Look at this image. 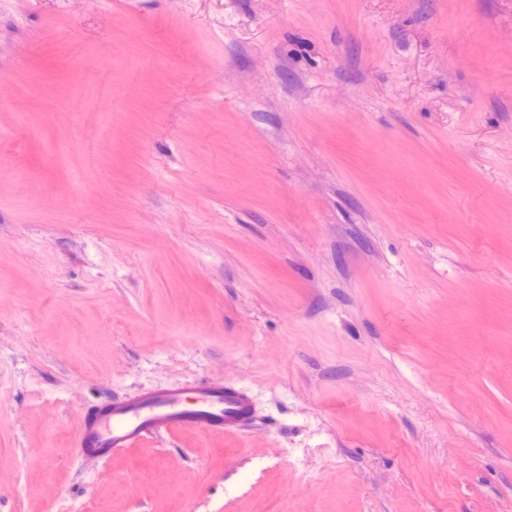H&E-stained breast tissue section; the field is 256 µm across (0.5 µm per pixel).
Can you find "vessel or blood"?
<instances>
[{"instance_id":"b4317fda","label":"vessel or blood","mask_w":512,"mask_h":512,"mask_svg":"<svg viewBox=\"0 0 512 512\" xmlns=\"http://www.w3.org/2000/svg\"><path fill=\"white\" fill-rule=\"evenodd\" d=\"M74 449L106 463L114 452L181 432L242 433L257 421L251 391L230 380L193 379L108 394L76 411Z\"/></svg>"}]
</instances>
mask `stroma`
Returning <instances> with one entry per match:
<instances>
[{
    "instance_id": "1",
    "label": "stroma",
    "mask_w": 512,
    "mask_h": 512,
    "mask_svg": "<svg viewBox=\"0 0 512 512\" xmlns=\"http://www.w3.org/2000/svg\"><path fill=\"white\" fill-rule=\"evenodd\" d=\"M1 396L0 512H512V0H0ZM74 449L83 460L106 463L112 454L181 432L242 433L257 422L251 391L230 380L193 379L107 394L76 411Z\"/></svg>"
}]
</instances>
